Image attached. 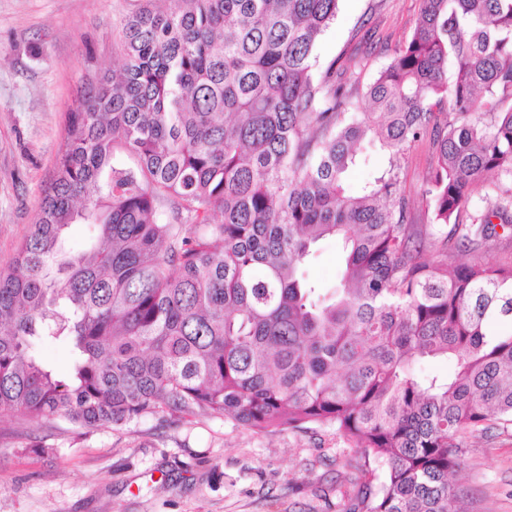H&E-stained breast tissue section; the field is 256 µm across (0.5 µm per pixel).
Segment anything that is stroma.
<instances>
[{"label": "stroma", "mask_w": 512, "mask_h": 512, "mask_svg": "<svg viewBox=\"0 0 512 512\" xmlns=\"http://www.w3.org/2000/svg\"><path fill=\"white\" fill-rule=\"evenodd\" d=\"M147 0H0V269L36 223L67 115L119 62L113 25ZM420 0H342L317 45L321 65L378 44L369 84L412 34ZM325 429L254 430L224 418L155 414L76 435L63 418L0 415V512H336ZM468 512H512V428L470 440Z\"/></svg>", "instance_id": "stroma-1"}]
</instances>
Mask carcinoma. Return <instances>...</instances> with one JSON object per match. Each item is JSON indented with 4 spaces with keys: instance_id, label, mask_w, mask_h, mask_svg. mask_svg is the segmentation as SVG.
Returning <instances> with one entry per match:
<instances>
[{
    "instance_id": "1",
    "label": "carcinoma",
    "mask_w": 512,
    "mask_h": 512,
    "mask_svg": "<svg viewBox=\"0 0 512 512\" xmlns=\"http://www.w3.org/2000/svg\"><path fill=\"white\" fill-rule=\"evenodd\" d=\"M167 2L120 23L122 62L68 113L0 271V412L315 424L353 469L344 512H464L468 440L512 425V262L481 256L512 240V0H420L364 89V59L315 55L341 0ZM423 143L419 224L403 171ZM367 146L386 164L353 189ZM328 240L324 288L305 266ZM40 341L71 348L68 373ZM339 268V250L336 244L328 241L322 244L316 259L308 266L307 272L311 279L330 287L336 283Z\"/></svg>"
}]
</instances>
